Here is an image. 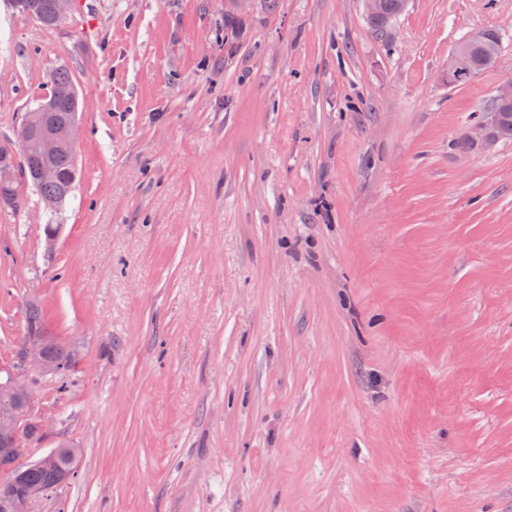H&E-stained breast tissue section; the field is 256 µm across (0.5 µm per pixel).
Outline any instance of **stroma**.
I'll return each mask as SVG.
<instances>
[{
  "instance_id": "obj_1",
  "label": "stroma",
  "mask_w": 512,
  "mask_h": 512,
  "mask_svg": "<svg viewBox=\"0 0 512 512\" xmlns=\"http://www.w3.org/2000/svg\"><path fill=\"white\" fill-rule=\"evenodd\" d=\"M0 0V142L66 65L75 188L0 209V364L25 303L77 351L32 372L75 476L34 512H512V0ZM504 36L448 85L454 46ZM408 2L404 0L402 7L406 8ZM401 3V0H379L378 10V0H365V10L368 14H375L378 10L377 14L368 15L372 28L375 31H383L403 11ZM497 112H501L504 119L499 136H512V102H495L493 100L492 107L487 116L476 121L472 126L471 138L473 141H483L492 138V128L498 116Z\"/></svg>"
}]
</instances>
